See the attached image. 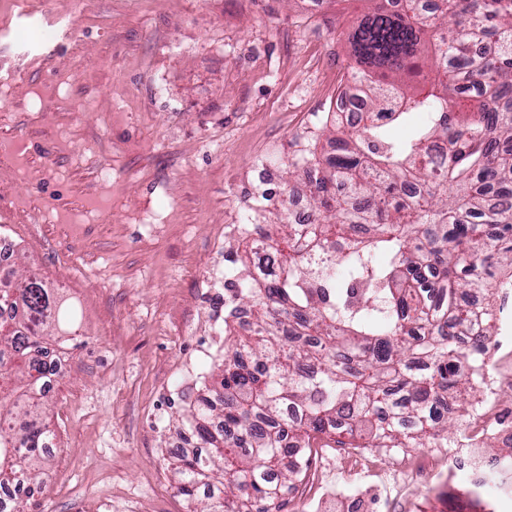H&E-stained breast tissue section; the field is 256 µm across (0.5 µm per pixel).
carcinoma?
Masks as SVG:
<instances>
[{"label": "carcinoma", "mask_w": 512, "mask_h": 512, "mask_svg": "<svg viewBox=\"0 0 512 512\" xmlns=\"http://www.w3.org/2000/svg\"><path fill=\"white\" fill-rule=\"evenodd\" d=\"M379 4L349 34L336 154L299 150L311 224L281 223L224 268L218 387L175 455L178 492L201 512H270L321 435L342 448H423L448 432L461 390L484 375L495 320L474 300L512 280V0H439L433 12ZM425 120L398 141L389 128ZM448 143V154L433 146ZM0 486L20 474L34 503L53 437L31 348L76 332L35 275L0 280ZM251 311V329L236 323Z\"/></svg>", "instance_id": "carcinoma-1"}]
</instances>
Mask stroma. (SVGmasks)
Here are the masks:
<instances>
[{
  "label": "stroma",
  "mask_w": 512,
  "mask_h": 512,
  "mask_svg": "<svg viewBox=\"0 0 512 512\" xmlns=\"http://www.w3.org/2000/svg\"><path fill=\"white\" fill-rule=\"evenodd\" d=\"M370 0H0V232L78 314L48 396L38 512H194L173 451L225 357L208 272L243 254L295 143L322 131ZM112 171L101 181L100 168ZM324 479L306 512H408L384 481Z\"/></svg>",
  "instance_id": "obj_1"
}]
</instances>
